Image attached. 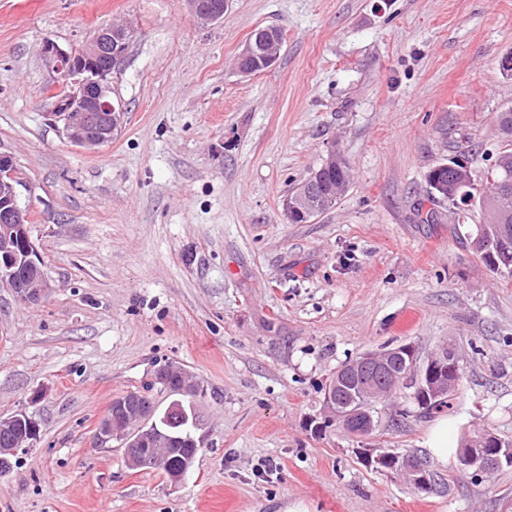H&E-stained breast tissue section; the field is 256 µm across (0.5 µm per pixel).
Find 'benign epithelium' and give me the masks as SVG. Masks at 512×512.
Returning a JSON list of instances; mask_svg holds the SVG:
<instances>
[{"mask_svg":"<svg viewBox=\"0 0 512 512\" xmlns=\"http://www.w3.org/2000/svg\"><path fill=\"white\" fill-rule=\"evenodd\" d=\"M193 19L202 25L213 24L224 16V0H187ZM121 30L132 33V28L123 24H110L86 44L78 53L62 49L52 40L42 47L43 55L53 64L55 71L69 84L64 95V103L58 112L52 113L63 125L68 141L81 148L93 149L112 140L122 128L126 112L121 102L109 95L106 79L112 69L123 59L127 39L122 35H112V31ZM274 31L265 28L258 32L255 44H250L238 57L237 66L244 75L251 74V59L262 57L267 66H272L278 54L272 50L260 52L264 41L273 38ZM23 186L12 161L0 155V284L10 288L13 296L23 304L34 305L44 300L52 291L51 280L44 272L42 263L30 236L28 213L19 202V187ZM22 269L28 271L25 277L18 276ZM393 350L383 349L367 353L350 360L342 370L336 372L332 382L356 375L363 364H387ZM417 390L434 398L446 397L456 388V381L448 380L434 371H418L415 380ZM143 396L137 393L125 394L112 402L110 410L100 419L96 438L99 444L107 447L116 442L129 449V456L138 455L140 439L126 434L112 432V420L116 411L131 405L141 406L142 418L149 421L154 409L148 402H142ZM325 408L332 419L351 428V434L364 436L362 424L356 419L358 412L346 406L334 403L331 390L325 389ZM39 439V425L35 418L24 410L8 416H0V458H8L18 451L33 447ZM140 456V455H138ZM144 463H155L169 467L168 458L147 454L140 456ZM463 461L476 476L487 475L512 463V448H503L497 444L493 448H466ZM406 477H414L419 487L427 490L432 486L428 467L418 458L407 457L402 463Z\"/></svg>","mask_w":512,"mask_h":512,"instance_id":"obj_1","label":"benign epithelium"}]
</instances>
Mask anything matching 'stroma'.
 <instances>
[{
	"label": "stroma",
	"instance_id": "1",
	"mask_svg": "<svg viewBox=\"0 0 512 512\" xmlns=\"http://www.w3.org/2000/svg\"><path fill=\"white\" fill-rule=\"evenodd\" d=\"M122 19L136 31L108 78L126 121L72 145L46 40L79 51ZM277 28V62L237 59ZM512 0H229L201 26L185 0H0V153L54 285L25 305L0 288V416L25 410L33 448L0 475V512H503L512 466L477 480L456 456L418 491L362 451L414 453L434 418L413 391L367 436L322 434L323 388L346 361L411 345L456 351L454 441H512V278L458 235L426 176L464 156L482 177L512 110ZM348 191L290 223L292 191L330 151ZM196 375L205 424L174 486L133 469L95 428L129 391L168 399L154 371Z\"/></svg>",
	"mask_w": 512,
	"mask_h": 512
}]
</instances>
